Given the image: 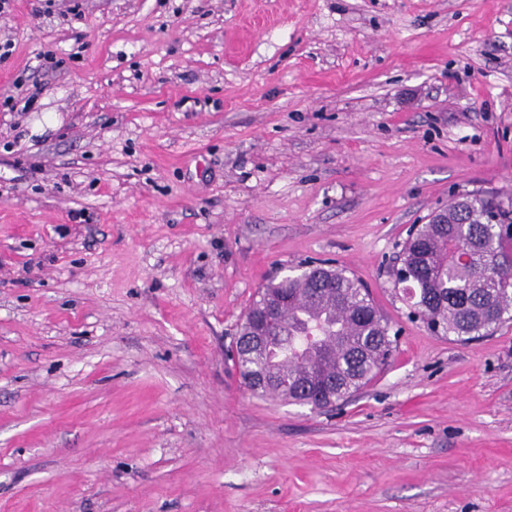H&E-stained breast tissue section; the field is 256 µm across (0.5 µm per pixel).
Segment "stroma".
I'll return each instance as SVG.
<instances>
[{
  "label": "stroma",
  "instance_id": "35a3bbf8",
  "mask_svg": "<svg viewBox=\"0 0 512 512\" xmlns=\"http://www.w3.org/2000/svg\"><path fill=\"white\" fill-rule=\"evenodd\" d=\"M10 0L0 512H512V322H410L412 225L512 196V0ZM329 260L399 328L325 410L228 350Z\"/></svg>",
  "mask_w": 512,
  "mask_h": 512
}]
</instances>
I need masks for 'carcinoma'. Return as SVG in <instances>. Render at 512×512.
I'll return each instance as SVG.
<instances>
[{
  "label": "carcinoma",
  "mask_w": 512,
  "mask_h": 512,
  "mask_svg": "<svg viewBox=\"0 0 512 512\" xmlns=\"http://www.w3.org/2000/svg\"><path fill=\"white\" fill-rule=\"evenodd\" d=\"M512 199L496 193L464 194L418 226L404 242L401 268L412 274L401 287L409 317L434 331L470 342L512 320ZM288 295L280 335L231 357L259 398L305 403V385L326 383L319 408L349 398L367 385L393 352L392 326L369 289L342 268L313 266L299 278L271 280L262 298Z\"/></svg>",
  "instance_id": "carcinoma-1"
}]
</instances>
